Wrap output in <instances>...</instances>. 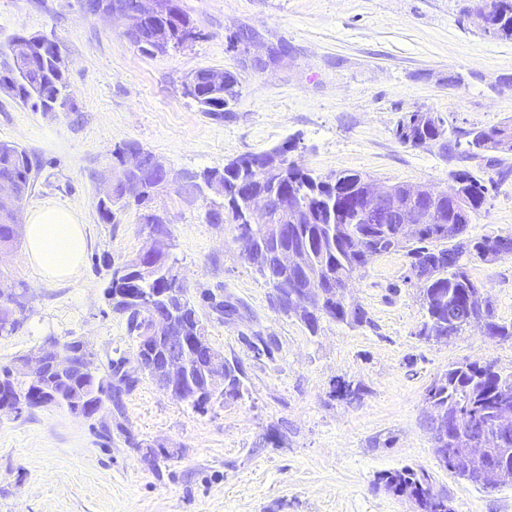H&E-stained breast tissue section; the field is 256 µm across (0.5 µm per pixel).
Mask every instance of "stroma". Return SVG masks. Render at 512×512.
I'll return each mask as SVG.
<instances>
[{
	"label": "stroma",
	"instance_id": "stroma-1",
	"mask_svg": "<svg viewBox=\"0 0 512 512\" xmlns=\"http://www.w3.org/2000/svg\"><path fill=\"white\" fill-rule=\"evenodd\" d=\"M200 35L149 56L122 35L124 20L88 14L83 0H0V40L56 41L76 105L35 112L0 90V142L39 162L21 216L46 203L73 210L89 240L75 277L44 279L16 247L6 259L25 283L22 327L0 336V365L52 341L84 342L100 375L113 364L130 380L120 406L83 418L58 407L0 416V512H417L377 483L380 473L426 471L453 512H512V486L478 489L441 467L426 427V387L458 362L512 373V342L479 328L425 340L417 285L402 251L377 256L352 279L347 300L370 322L322 320L309 333L277 310L272 288L243 258L229 225L209 223L222 197H188L183 178L223 170L244 154L291 143L288 157L328 176L357 172L381 184L451 185L469 169L497 179L472 217L473 237L512 235V154L449 157L413 147L394 129L403 113L440 116L447 136L512 121V40L472 22L473 0H180ZM249 52L230 49L238 29ZM281 48L279 63L250 68L246 54ZM238 77L231 112H200L183 93L191 73ZM134 141L174 182L150 203L172 231L188 296L215 348L240 362V398L204 412L166 393L136 365L137 340L105 296L111 273L146 241L142 209L100 223L96 203L118 146ZM472 281L512 321V258L465 261ZM235 307L234 316L221 312ZM360 389L341 397V385Z\"/></svg>",
	"mask_w": 512,
	"mask_h": 512
}]
</instances>
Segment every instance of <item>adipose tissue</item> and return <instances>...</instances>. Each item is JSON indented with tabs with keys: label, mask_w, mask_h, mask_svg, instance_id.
<instances>
[{
	"label": "adipose tissue",
	"mask_w": 512,
	"mask_h": 512,
	"mask_svg": "<svg viewBox=\"0 0 512 512\" xmlns=\"http://www.w3.org/2000/svg\"><path fill=\"white\" fill-rule=\"evenodd\" d=\"M26 257L44 278L75 276L87 252L85 227L69 209L46 204L24 226Z\"/></svg>",
	"instance_id": "obj_1"
}]
</instances>
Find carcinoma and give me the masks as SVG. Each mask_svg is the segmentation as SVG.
Instances as JSON below:
<instances>
[{"mask_svg":"<svg viewBox=\"0 0 512 512\" xmlns=\"http://www.w3.org/2000/svg\"><path fill=\"white\" fill-rule=\"evenodd\" d=\"M476 7L488 11L494 23L495 36L512 40V0H477ZM21 40L22 36L15 35L0 41V60H9L23 53L19 45ZM207 73L206 69L194 72L184 83L183 92L195 101L199 111L221 115L229 111L236 95L238 80L233 73L225 71L220 83L208 84L205 82ZM0 89L13 94L35 110L45 99H56L65 108L70 98L66 76L59 74L50 61L36 52L27 58L26 73L0 76ZM394 134L404 144L423 147L445 139L446 129L443 119L433 113L412 111L404 113ZM465 136L468 137L466 154L472 158L488 152L512 153L511 121L471 130ZM152 160L151 153H144L143 168L137 176L143 187V195L134 198L138 206L151 202L155 192L157 176L152 168ZM234 164L235 161H229L222 173L206 170L187 177L185 192L195 193L201 190V183L212 179L223 181L229 195L240 192L237 187L239 173L233 171ZM34 170V158L26 149L0 142V179L18 180L26 193L33 186ZM286 172L288 184L295 187L309 205L311 219L305 224L292 227L288 236L277 242L265 240L263 252L272 251L277 243L292 246L306 254L307 269H300L289 276L280 268L267 269L254 260L249 261L266 284L273 288L274 293L286 291L288 283L295 279L305 288H320L327 294L324 303L329 307L327 317L330 320L347 325L366 324L368 317L365 310L358 304H342L333 290L343 281L363 275L374 257L403 249L410 258V273L418 270L425 273L420 297L427 320L420 335L430 337L442 332L452 338L476 324L491 339L512 341V322L499 321L492 304L483 307L469 305V299L478 291V286L471 280L462 263L464 256H479L489 248L499 250L503 258L512 257V236L473 238L466 234L467 225L462 223L464 214H476L484 208L487 195L496 186L493 179L477 177L468 169L451 172V176L460 178L456 200L449 199L448 192H441L440 206L436 211L439 222L425 225L416 239L405 242L400 237L397 224L336 223L335 202L341 200L351 203L363 196L367 179L361 174L338 173L321 177L294 161L286 162ZM22 201L20 197L13 208L0 212V245H13L20 238L17 215ZM207 218L212 224H227L235 232L241 228V214L235 204L223 208L221 214L211 210ZM124 268L123 274L112 276L106 296L116 312L127 316L129 334L138 338L142 321L134 302L128 300L129 292L135 290L139 295L146 292L158 295L162 293L165 281L162 278L153 282L143 280L136 270L134 259L126 262ZM17 287L21 291L16 308L5 306L0 312V336L11 335L21 324L26 296L22 291L24 284L19 282ZM172 299L181 302V308L175 309L176 315L172 322L176 335H196L200 319L187 296L186 288L173 287ZM224 366L228 368L230 376V379L224 381V389L199 397L184 386L177 399L201 409L218 394L226 401L240 398L242 370L236 361L231 363L226 360ZM8 377L9 366L0 365V378L4 379V385L0 387L1 396L29 399L32 407L53 405L68 410L79 397L94 393L104 394L108 400L117 402L122 387L127 385L124 375L114 385L110 378L83 374L76 368L65 380L57 383L58 397L53 398L37 392L36 387L26 380L11 382ZM428 390L434 405L461 423L460 434L450 430L444 434L446 448H464L465 438L499 422L506 413L512 416V374L500 373L492 363L451 366L446 372L434 377ZM506 448H512V425L499 436V445L492 447V457L500 468L508 471V480L501 483L503 487L512 486V456L505 457ZM446 469L468 483L484 488L477 469L467 471L451 461ZM379 480L398 497L416 498L421 512H451L448 497L433 488L429 475L424 472L419 474L405 467L386 471L380 475Z\"/></svg>","mask_w":512,"mask_h":512,"instance_id":"cac0c4a2","label":"carcinoma"}]
</instances>
